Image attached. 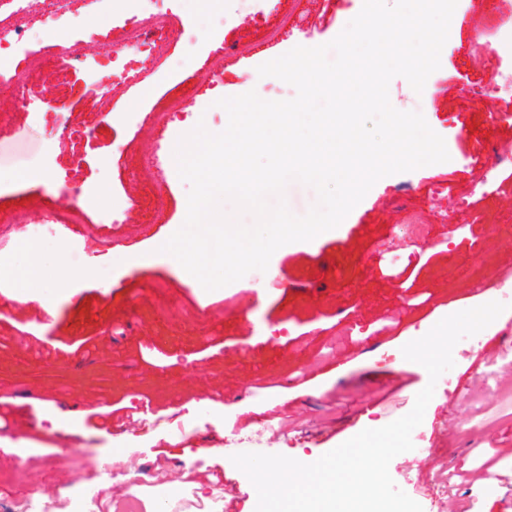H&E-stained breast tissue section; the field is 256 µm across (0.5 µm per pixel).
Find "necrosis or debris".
<instances>
[{"mask_svg": "<svg viewBox=\"0 0 512 512\" xmlns=\"http://www.w3.org/2000/svg\"><path fill=\"white\" fill-rule=\"evenodd\" d=\"M175 17L166 11L142 12L124 20V48L113 56L97 61L92 69L93 82L101 98L114 100L118 90L130 89L138 80L151 75V67L163 62L168 52L163 46L167 33L172 30ZM34 13L29 0H0V87L26 90L32 73L21 63L10 61L18 46L28 48L29 60H37L43 53H50L57 65L52 79L44 80V94H51L54 83L66 79L78 58L71 38L60 36L49 44L36 41L33 30ZM128 209V201L119 194L104 195L88 189L85 203L74 212H61L52 227L32 222L26 212L12 215L7 223L0 224V264L8 261L7 246L25 242L38 247L48 242L66 240L65 226H77L81 234L96 240L100 250L112 248V237L104 233L99 215L118 216ZM105 506L91 486L72 487L56 492L51 497L32 486H23L9 499L0 500V512H104Z\"/></svg>", "mask_w": 512, "mask_h": 512, "instance_id": "4bbe7bcc", "label": "necrosis or debris"}]
</instances>
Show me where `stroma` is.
Listing matches in <instances>:
<instances>
[{"instance_id":"35a3bbf8","label":"stroma","mask_w":512,"mask_h":512,"mask_svg":"<svg viewBox=\"0 0 512 512\" xmlns=\"http://www.w3.org/2000/svg\"><path fill=\"white\" fill-rule=\"evenodd\" d=\"M362 6L300 0L297 27L267 41L264 17L225 13L224 0H158L178 19L168 49L174 67L157 65L147 87L118 94L115 111L139 113L134 124L104 116L83 64L49 104L0 91V224L18 210L50 224L58 210L82 206L89 186L136 202L116 253H89L82 239L50 244L47 267L32 277L21 243L0 268L11 283L0 293V413L8 415L0 431L12 442L0 452V470L26 469L51 495L57 475L27 466L29 457L67 461L75 485L87 483L105 455L112 477L98 488L115 506L135 474L172 504L194 500L215 512L223 499L225 512H255L251 482L232 455L316 460L368 423L384 426L411 411L429 376L402 347L444 317L493 301L492 289L473 288L487 264L512 267V179L476 183L491 153L512 151V103L469 91L499 57L512 58L511 35L493 56L470 48L473 31L512 23V0L479 9L459 0L440 67L421 93L422 114L444 138L449 161L382 177L336 228L276 250L266 271L208 292L158 258L160 240L184 223L189 186L170 168L168 207L150 220L133 158L140 142L159 140L174 152L200 122L224 131L228 114L218 99L252 90L269 101L293 99L292 85L259 76L258 66L297 46L331 42ZM137 8L136 0H67V25L47 16L37 35L64 32L81 46L92 32L96 52L108 55L121 47L123 18ZM225 44L239 51L222 76L210 77V53ZM173 96L183 110L166 128L153 126L152 113ZM489 106L496 119L487 118ZM72 122L89 132L78 165L58 136ZM439 179L471 195L470 214L455 213L449 199L428 206V185ZM409 225L426 231L424 267L410 272L373 257L376 241L400 240ZM123 248L141 263L119 267ZM60 262L76 277L58 281ZM256 287L261 297L251 296ZM45 300L54 315L43 312ZM509 336L512 308L476 344L455 345V365L438 379L413 431L433 456L402 453L389 465L424 512H502L512 499V360L499 354ZM191 474L203 488L188 483Z\"/></svg>"}]
</instances>
